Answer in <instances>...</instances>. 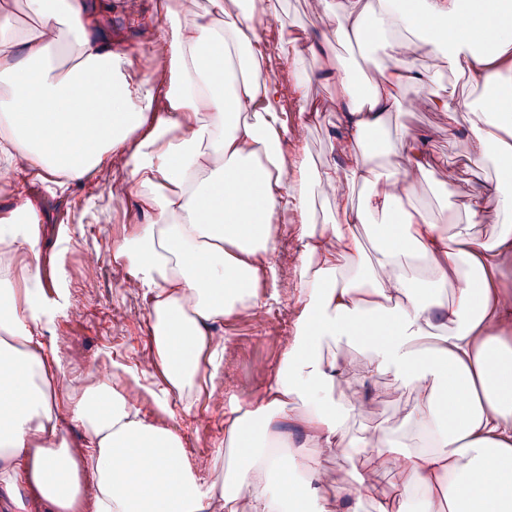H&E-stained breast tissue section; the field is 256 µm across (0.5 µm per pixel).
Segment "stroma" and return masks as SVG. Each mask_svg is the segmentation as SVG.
<instances>
[{
    "instance_id": "1",
    "label": "stroma",
    "mask_w": 512,
    "mask_h": 512,
    "mask_svg": "<svg viewBox=\"0 0 512 512\" xmlns=\"http://www.w3.org/2000/svg\"><path fill=\"white\" fill-rule=\"evenodd\" d=\"M26 189L46 212L40 262L44 282H53L58 274L54 262L58 225H69L73 232L67 266L71 311L56 323L57 335L66 340V354L83 366L108 356L129 367L144 368L146 312L112 260V243L125 231V213L123 206L112 202L111 182L90 180L56 196L38 182H28ZM290 312L285 301L263 304L247 317L220 326L230 345L225 381L239 397L255 393L269 378L280 358L281 343L291 332L290 326H277L275 319ZM173 425L188 451L202 456L223 437L224 412L203 395L196 409Z\"/></svg>"
}]
</instances>
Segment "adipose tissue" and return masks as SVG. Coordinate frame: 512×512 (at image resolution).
<instances>
[{
  "mask_svg": "<svg viewBox=\"0 0 512 512\" xmlns=\"http://www.w3.org/2000/svg\"><path fill=\"white\" fill-rule=\"evenodd\" d=\"M280 5L0 0V512H512V0H309L315 29L268 32ZM118 10L151 28L150 67ZM339 43L369 51L363 81L328 65ZM446 74L484 93L429 102L459 146L437 217L431 134L399 116L422 105L405 86ZM322 123L327 154L289 152ZM106 176L134 197L112 260L148 314L142 373L64 361L71 290L40 274L27 179ZM287 270L292 331L239 398L215 328L279 299ZM204 367L224 436L200 458L170 421ZM354 455L358 479H325Z\"/></svg>",
  "mask_w": 512,
  "mask_h": 512,
  "instance_id": "1",
  "label": "adipose tissue"
}]
</instances>
